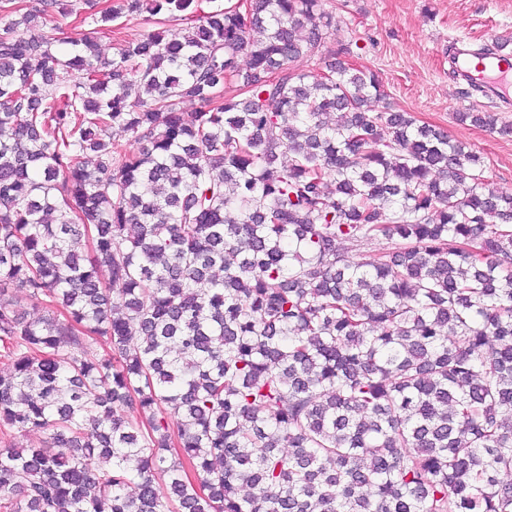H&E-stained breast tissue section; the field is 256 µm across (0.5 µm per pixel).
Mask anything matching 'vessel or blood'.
<instances>
[{
  "label": "vessel or blood",
  "instance_id": "1",
  "mask_svg": "<svg viewBox=\"0 0 512 512\" xmlns=\"http://www.w3.org/2000/svg\"><path fill=\"white\" fill-rule=\"evenodd\" d=\"M452 65L461 80L480 82L489 104L512 110V57L504 54L499 38H492L480 55L457 49Z\"/></svg>",
  "mask_w": 512,
  "mask_h": 512
}]
</instances>
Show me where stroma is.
I'll return each instance as SVG.
<instances>
[{"instance_id":"1","label":"stroma","mask_w":512,"mask_h":512,"mask_svg":"<svg viewBox=\"0 0 512 512\" xmlns=\"http://www.w3.org/2000/svg\"><path fill=\"white\" fill-rule=\"evenodd\" d=\"M336 18L323 55L350 46L348 63L379 73L385 98L372 111L394 107L418 123L447 132L484 160V177L495 188L512 191V135L460 121L459 113L482 110L479 95L457 82L448 65V49L458 39L480 46L491 36L512 32V0H326ZM149 26L125 15L100 28V55L109 60L121 44L140 37Z\"/></svg>"}]
</instances>
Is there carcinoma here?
I'll return each mask as SVG.
<instances>
[{
    "mask_svg": "<svg viewBox=\"0 0 512 512\" xmlns=\"http://www.w3.org/2000/svg\"><path fill=\"white\" fill-rule=\"evenodd\" d=\"M126 12L193 26L105 60ZM84 23L0 27V427L44 434L0 446V512H512V191L368 112L377 73L291 68L334 26L324 0ZM390 244L385 239L374 240L368 245L353 246L346 243L344 255L345 259L350 264H357L373 260L380 252L388 249Z\"/></svg>",
    "mask_w": 512,
    "mask_h": 512,
    "instance_id": "obj_1",
    "label": "carcinoma"
}]
</instances>
